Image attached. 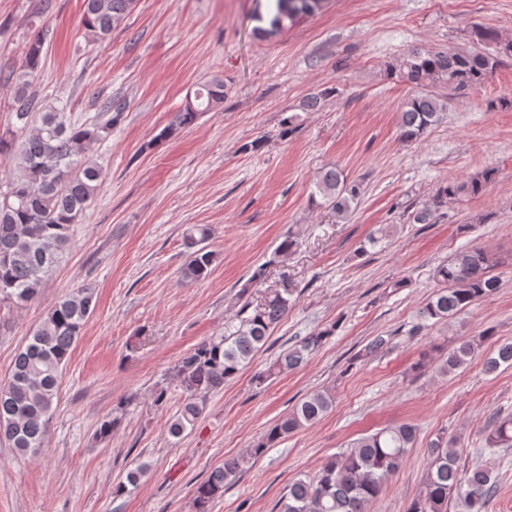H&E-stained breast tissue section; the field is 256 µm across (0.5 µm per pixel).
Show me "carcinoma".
Returning a JSON list of instances; mask_svg holds the SVG:
<instances>
[{
    "label": "carcinoma",
    "mask_w": 512,
    "mask_h": 512,
    "mask_svg": "<svg viewBox=\"0 0 512 512\" xmlns=\"http://www.w3.org/2000/svg\"><path fill=\"white\" fill-rule=\"evenodd\" d=\"M270 17L256 9L255 19L268 22L255 32L273 36L299 19L322 10L327 0H268ZM137 0H85L82 18L84 38L101 42L134 11ZM48 31L33 39L14 82L11 111L17 133L0 135V163L8 174L0 178V302L24 306L39 299L52 267L72 247L71 225L77 223L97 195L102 166L95 159L99 144L112 133L120 112L107 106L95 119L82 124L67 120L63 108L44 105L35 93L39 64ZM492 52L448 48L440 51L412 50L388 69L428 92L409 98L399 113L400 138L405 143L421 139L447 109L446 102L432 88L454 89L476 86L500 66ZM336 94L324 88L308 96L300 110L310 111ZM225 85L214 78L201 85L160 134L165 139L179 128L195 123L199 116L224 103ZM493 171L465 181L439 187L434 198L438 206L449 198L477 196L491 181ZM360 185L347 180L337 169L320 175L311 193L312 202L344 218L357 208ZM210 229L194 225L186 229L188 259L182 269L186 280L206 278L214 261L205 241ZM295 241L286 237L269 263L288 255ZM267 263V264H269ZM267 264L252 274L249 283L259 287ZM490 260L479 248L464 249L435 270L440 288L420 309L417 329L446 322L457 313L493 296L500 288L489 274ZM296 289L288 277L277 288L266 290L263 299L245 303L224 322V334L200 342L179 362L176 373L185 399L170 424L169 434L180 437L195 426L206 397L246 367L267 341L274 328L293 307ZM97 293L90 285L73 288L49 306L28 344L15 357L10 377L0 385V442L26 455L43 447L59 379L84 325L96 307ZM336 325L326 327L285 349L267 369V374L295 370L314 354L325 339L334 335ZM478 344L463 341L445 353L435 373L448 376L465 367ZM512 367V343L498 346L485 361L489 372L502 365ZM335 397L328 390L303 398L293 410L271 427L253 447L224 459L194 491L196 512H208L209 504L224 495V486L252 467L267 449L284 436L326 415ZM418 429L400 423L364 435L348 449L327 458L314 475L288 487L275 505L277 512H369L387 480L403 461L417 439ZM458 441L444 435L429 444V467L418 496L407 512H488L496 493L495 466L498 453L512 448V415L497 416L485 436L481 452L487 460L470 469L457 466Z\"/></svg>",
    "instance_id": "cac0c4a2"
}]
</instances>
